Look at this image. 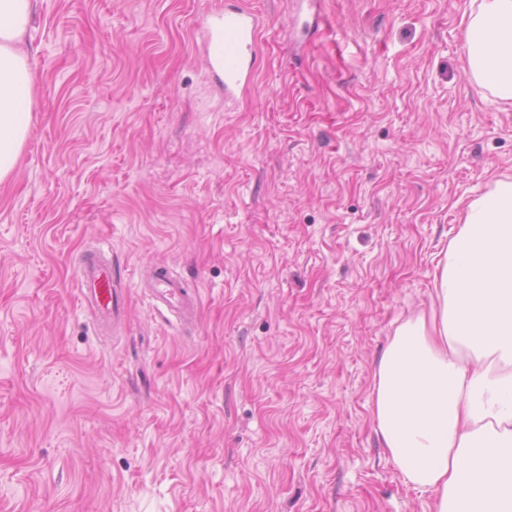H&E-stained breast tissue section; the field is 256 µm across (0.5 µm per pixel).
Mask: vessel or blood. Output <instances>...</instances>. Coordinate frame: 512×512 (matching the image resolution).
Returning a JSON list of instances; mask_svg holds the SVG:
<instances>
[{
	"label": "vessel or blood",
	"mask_w": 512,
	"mask_h": 512,
	"mask_svg": "<svg viewBox=\"0 0 512 512\" xmlns=\"http://www.w3.org/2000/svg\"><path fill=\"white\" fill-rule=\"evenodd\" d=\"M211 18L205 26L206 63L209 69L223 71L224 95L232 98L254 75L261 20L254 11L239 5L213 11ZM77 284L83 302L93 308L97 321L111 324L117 315L111 263L98 253H83L77 267ZM152 285L155 306L184 310L194 303L165 266L154 267Z\"/></svg>",
	"instance_id": "obj_1"
}]
</instances>
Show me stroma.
I'll return each mask as SVG.
<instances>
[{
  "label": "stroma",
  "instance_id": "1",
  "mask_svg": "<svg viewBox=\"0 0 512 512\" xmlns=\"http://www.w3.org/2000/svg\"><path fill=\"white\" fill-rule=\"evenodd\" d=\"M37 0L35 106L0 183V512H430L372 420L464 207L512 178V103L461 52L471 0ZM123 316L79 298L85 248ZM198 296L153 306L154 266ZM212 18L209 23V18ZM260 17L239 5H224L205 21L206 63L224 72V97L233 98L249 84L255 71Z\"/></svg>",
  "mask_w": 512,
  "mask_h": 512
}]
</instances>
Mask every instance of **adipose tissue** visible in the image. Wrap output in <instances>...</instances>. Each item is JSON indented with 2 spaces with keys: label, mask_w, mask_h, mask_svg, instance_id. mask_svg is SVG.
<instances>
[{
  "label": "adipose tissue",
  "mask_w": 512,
  "mask_h": 512,
  "mask_svg": "<svg viewBox=\"0 0 512 512\" xmlns=\"http://www.w3.org/2000/svg\"><path fill=\"white\" fill-rule=\"evenodd\" d=\"M34 0H0V183L28 135ZM471 78L512 102V0H478ZM373 421L433 512H512V180L471 201L437 266L429 311L397 326L372 378Z\"/></svg>",
  "instance_id": "ef3b65f1"
}]
</instances>
